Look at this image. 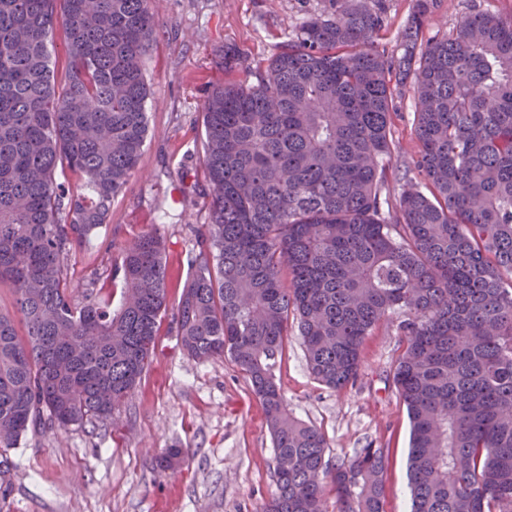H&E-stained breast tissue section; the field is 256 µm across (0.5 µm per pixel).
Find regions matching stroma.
<instances>
[{"instance_id":"1","label":"stroma","mask_w":512,"mask_h":512,"mask_svg":"<svg viewBox=\"0 0 512 512\" xmlns=\"http://www.w3.org/2000/svg\"><path fill=\"white\" fill-rule=\"evenodd\" d=\"M416 0H385L379 49L395 55ZM159 25L147 60L151 134L138 172L112 200L108 224L73 253L74 279L100 273L99 287L120 293L105 275L137 235L157 229L167 254L168 307L176 309L189 273L186 254L207 223L199 139L203 103L224 80V49L241 50L251 67L266 65L328 0H150ZM489 9L512 15V0H436L424 35H448L462 16ZM411 93L395 98V147L387 169L398 193L420 144ZM170 319H163L153 363L126 403L104 420L26 433L8 449L0 481V512H261L275 491L271 437L250 383L230 358L185 355ZM403 342L394 323L377 325L364 341L353 386L329 389L310 376L302 341L289 333L276 379L296 418L319 428L336 465L359 448L387 451L384 512H410L407 479L410 423L392 382ZM169 448L187 456L159 471Z\"/></svg>"}]
</instances>
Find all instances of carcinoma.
Segmentation results:
<instances>
[{"label":"carcinoma","mask_w":512,"mask_h":512,"mask_svg":"<svg viewBox=\"0 0 512 512\" xmlns=\"http://www.w3.org/2000/svg\"><path fill=\"white\" fill-rule=\"evenodd\" d=\"M330 4L204 102L209 219L177 304L181 350L246 374L274 448L263 512H384L386 450L330 470L275 366L294 326L310 375L343 390L365 336L393 318L411 512H512V15L471 12L423 41L434 0H416L389 57L374 45L385 0ZM156 32L149 0H0V284L25 328L0 313L1 451L48 422L109 417L151 364L163 238L144 232L113 260L116 306L110 293L76 303L68 259L137 170ZM408 84L421 151L392 211L394 88ZM181 458L170 448L157 467Z\"/></svg>","instance_id":"1"}]
</instances>
